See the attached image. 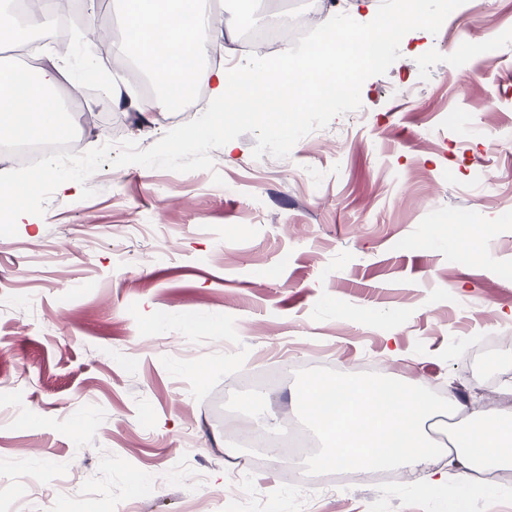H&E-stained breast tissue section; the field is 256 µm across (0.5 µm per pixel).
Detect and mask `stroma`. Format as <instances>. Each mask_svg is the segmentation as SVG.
Listing matches in <instances>:
<instances>
[{
	"instance_id": "35a3bbf8",
	"label": "stroma",
	"mask_w": 512,
	"mask_h": 512,
	"mask_svg": "<svg viewBox=\"0 0 512 512\" xmlns=\"http://www.w3.org/2000/svg\"><path fill=\"white\" fill-rule=\"evenodd\" d=\"M240 22L214 37L205 66L235 67L248 30L279 0H221ZM43 60L65 59L57 94L83 149L148 148L197 118L149 126L101 107L130 87L87 70L74 25ZM359 109L301 138L289 157L254 160L245 133L212 150V173L103 164L94 197L30 193L0 217V485L20 512H241L237 434L260 409L313 429L289 403L309 379L370 366L432 399L488 404L512 379V0H466L438 34L412 31ZM415 86L413 97L394 86ZM483 241L479 256L454 240ZM397 346L398 355L388 347ZM188 459L192 479L147 485ZM316 454L266 457L251 491L276 512H437L402 468L306 502L289 472Z\"/></svg>"
}]
</instances>
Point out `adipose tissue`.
<instances>
[{"label": "adipose tissue", "mask_w": 512, "mask_h": 512, "mask_svg": "<svg viewBox=\"0 0 512 512\" xmlns=\"http://www.w3.org/2000/svg\"><path fill=\"white\" fill-rule=\"evenodd\" d=\"M186 0H122L127 20L126 44L137 52L139 67L159 85L158 97L131 101L143 115L164 112L173 100L191 105L194 87L207 88L218 110L206 117L233 124L246 116L269 113L276 127L290 129V116L299 111L296 97L286 94L263 61H254L242 77L253 96L238 102L228 99L230 81L220 68L203 66L211 40L209 0H196L195 17L183 24ZM52 9L51 0L18 20L0 8V46H24L31 30L42 27ZM165 28L173 52L159 59L151 33ZM66 63L57 59L38 67L24 95L15 91V73L0 64V142L39 139L68 134L74 115L62 112L54 91L65 74ZM294 408L319 430L325 447L318 459L324 468L342 466L366 474L377 469H422L426 488L445 504L446 512H470L474 499L494 495L480 478L479 463L512 465V405L508 408H468L456 394L439 406L423 392L405 385L358 379H310L292 391ZM466 413L465 424L451 432L446 443L427 433L430 420L444 412ZM436 455L448 456L447 468L426 469Z\"/></svg>", "instance_id": "ef3b65f1"}]
</instances>
